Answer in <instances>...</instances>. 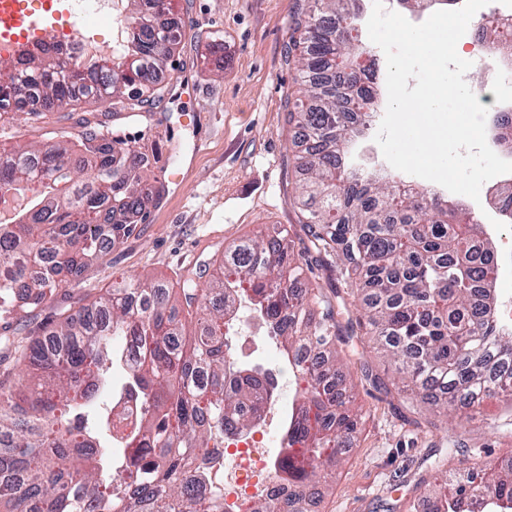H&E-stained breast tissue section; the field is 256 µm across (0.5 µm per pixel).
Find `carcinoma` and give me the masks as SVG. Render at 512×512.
Wrapping results in <instances>:
<instances>
[{
	"label": "carcinoma",
	"instance_id": "cac0c4a2",
	"mask_svg": "<svg viewBox=\"0 0 512 512\" xmlns=\"http://www.w3.org/2000/svg\"><path fill=\"white\" fill-rule=\"evenodd\" d=\"M116 24L131 31L112 69L85 84L56 56L20 53L0 61V111L21 108L24 84L46 101L112 98V110L155 114L167 87L157 81L178 30L155 26L141 0H125ZM358 0H307L291 18L285 62L294 65L297 97L288 124L310 146L294 157L299 219L311 248L336 261L341 275L367 289L363 314L347 326L370 336L404 375L402 392L438 414L477 411L490 396L512 397V329L496 320L495 253L478 224L457 220L460 206L422 190L396 188V176L362 179L339 154L356 113L375 93L359 79L361 41L349 37ZM82 160L70 157V133L49 145L12 149L0 160V185L36 191L8 223L0 222V345L15 346L10 319L32 313L131 236L128 216L146 218L149 158L111 127L83 118ZM310 265V261H305ZM303 265V266H305ZM300 257L280 238L252 239L224 252L222 277L203 288L183 280L186 311L170 305L166 286L133 281L111 288L58 323L31 333L21 361L33 370L24 390L0 388V508L5 512H224L221 491L195 466L224 439L245 431L262 401L258 370L227 363L224 324L248 302L281 348L309 363L293 372L297 391L283 425V480L327 478L357 433L346 407L350 382L326 351L341 336L332 317L305 320L320 296L301 283ZM126 374L122 392L148 406L127 424L135 454L112 446L110 374ZM428 512H512V469L490 481L437 479L425 492Z\"/></svg>",
	"mask_w": 512,
	"mask_h": 512
}]
</instances>
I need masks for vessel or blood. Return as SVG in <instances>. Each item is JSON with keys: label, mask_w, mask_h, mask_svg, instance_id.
I'll use <instances>...</instances> for the list:
<instances>
[{"label": "vessel or blood", "mask_w": 512, "mask_h": 512, "mask_svg": "<svg viewBox=\"0 0 512 512\" xmlns=\"http://www.w3.org/2000/svg\"><path fill=\"white\" fill-rule=\"evenodd\" d=\"M72 14L60 0H0V42L21 49L56 38Z\"/></svg>", "instance_id": "1"}]
</instances>
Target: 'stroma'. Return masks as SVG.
<instances>
[{
  "label": "stroma",
  "instance_id": "stroma-1",
  "mask_svg": "<svg viewBox=\"0 0 512 512\" xmlns=\"http://www.w3.org/2000/svg\"><path fill=\"white\" fill-rule=\"evenodd\" d=\"M297 0H177L187 34L167 80H183L186 95L152 119H130L107 103L86 102L75 111L51 110L31 122L0 123V145L46 143L54 133L82 138L81 116L90 114L130 136L150 160L146 220L101 260L71 277L69 303L52 302L36 315L18 317L19 338L66 307L89 303L106 289L132 279L171 287V302L185 277L211 281L226 249L248 239L280 235L294 253L310 242L298 222L293 156L299 139L285 121L294 67L284 62ZM219 33L223 50L207 36ZM309 279L322 303L313 319L331 313L339 324L360 315L355 284L331 268L316 266ZM363 351L376 381L364 379L351 349ZM350 377L358 433L317 488L313 512H421L415 486L427 475L437 449L449 473L462 468L490 472L512 462V403L485 398L470 421L434 417L399 394L395 364L373 349L368 337L336 344Z\"/></svg>",
  "mask_w": 512,
  "mask_h": 512
}]
</instances>
